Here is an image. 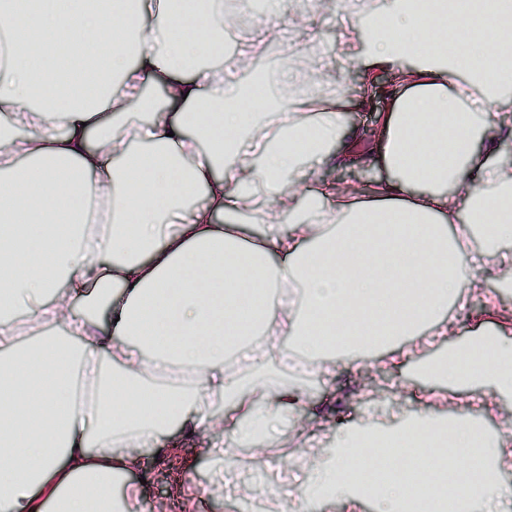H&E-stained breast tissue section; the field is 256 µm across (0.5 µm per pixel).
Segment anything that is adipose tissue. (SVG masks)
<instances>
[{"instance_id":"1","label":"adipose tissue","mask_w":512,"mask_h":512,"mask_svg":"<svg viewBox=\"0 0 512 512\" xmlns=\"http://www.w3.org/2000/svg\"><path fill=\"white\" fill-rule=\"evenodd\" d=\"M27 0L44 46L15 40L16 0H0V512H142L119 486L171 429L210 430L222 414L236 447L269 450L287 434L306 391L281 370L288 353L312 372L358 369L337 337L389 342L433 327L451 333L447 302L512 272V164L488 165L503 138L495 113L512 77V26L494 0L484 43L465 16L443 23L429 0H384L341 36L339 53L394 72L400 92L383 117L368 200L313 184L333 161L345 96L301 90L312 54L281 73L297 91L287 121L252 111L249 90L224 85V29L249 0ZM266 33L307 32L297 0H269ZM107 52L106 76L79 90L60 57ZM259 239L241 224L256 195ZM457 225L449 236V225ZM512 390V338L497 331L481 359L444 375ZM440 419L402 417L334 432L311 449L303 499L374 512H414L433 494L401 474L373 495L364 445L382 431L401 469ZM461 431L447 461L458 512H512L497 477L512 472V441L488 435L472 474Z\"/></svg>"}]
</instances>
